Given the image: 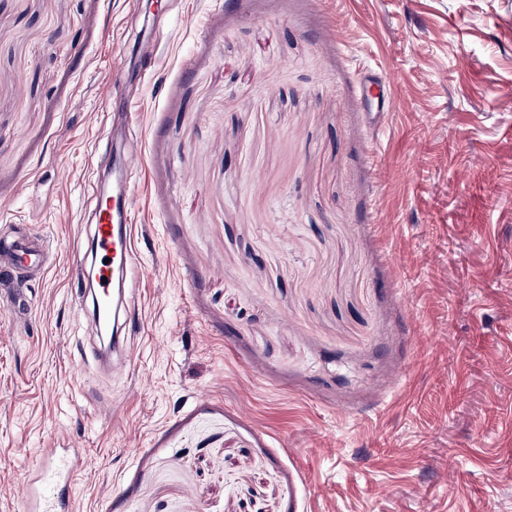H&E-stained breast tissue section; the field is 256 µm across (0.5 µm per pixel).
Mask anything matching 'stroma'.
<instances>
[{"label":"stroma","instance_id":"stroma-1","mask_svg":"<svg viewBox=\"0 0 512 512\" xmlns=\"http://www.w3.org/2000/svg\"><path fill=\"white\" fill-rule=\"evenodd\" d=\"M131 157L103 362L69 258ZM18 231L0 512L62 440L79 512H512V0H0Z\"/></svg>","mask_w":512,"mask_h":512}]
</instances>
